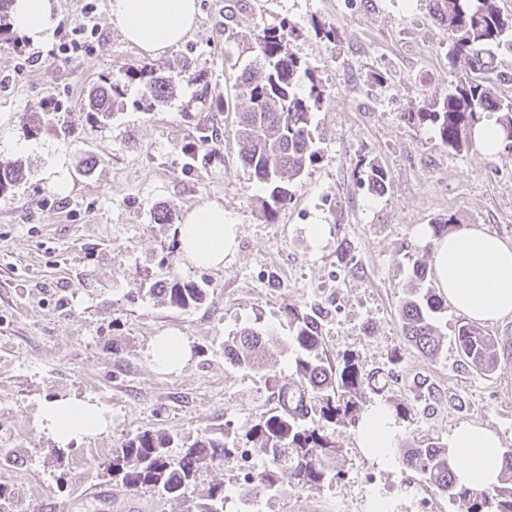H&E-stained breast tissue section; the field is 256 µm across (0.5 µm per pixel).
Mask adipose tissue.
<instances>
[{"mask_svg":"<svg viewBox=\"0 0 512 512\" xmlns=\"http://www.w3.org/2000/svg\"><path fill=\"white\" fill-rule=\"evenodd\" d=\"M198 0H109V17L122 36L152 56L178 45L193 29ZM11 20L31 43L41 44L57 21L56 0H14ZM237 222L223 206L203 203L188 211L180 226V254L187 265L223 264L233 253ZM433 270L440 292L460 313L478 322L512 316V242L480 227L463 225L433 246ZM103 406L71 397L46 401L38 421L59 447L95 436L108 425ZM399 425L383 403L364 408L355 427L357 445L378 464L398 465ZM458 482L473 490L499 485L505 448L491 429L473 423L458 425L446 441Z\"/></svg>","mask_w":512,"mask_h":512,"instance_id":"1","label":"adipose tissue"}]
</instances>
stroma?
Listing matches in <instances>:
<instances>
[{"mask_svg":"<svg viewBox=\"0 0 512 512\" xmlns=\"http://www.w3.org/2000/svg\"><path fill=\"white\" fill-rule=\"evenodd\" d=\"M226 3L200 0L195 28L161 62H194L208 76L210 99L233 97L255 55L225 41V26L246 33L283 18L297 29L294 51L325 88L312 119L318 160L272 221L261 211L265 188L241 165L234 113H214L216 140L186 158L203 118L194 86L156 105L133 89L108 121L87 116L93 84L149 60L111 25L108 0H57L48 44L32 46L17 32L0 41V77L31 53L42 57L28 77L0 85V162H20L24 173L0 195V483L14 491L17 512H187V503L150 491L113 489L103 461L147 429L176 431L186 443L204 430H248L277 403L267 376L292 373L291 307L318 319L328 359L352 354L386 383L383 393L366 391L365 404L407 405L399 443L443 442L457 425L480 423L512 451V358L489 374L463 366L454 343L463 316L448 303L435 317L437 356L402 333L413 267L432 261L433 224L453 216L512 240V150L452 152L433 127L407 118L469 73L462 62L450 67L448 33L429 17L428 0H241L229 20ZM79 22L99 33L91 50L49 58ZM323 22L337 27V44L318 35ZM47 105L73 121L74 139L28 135L31 114ZM371 162L388 174L383 193L365 179ZM204 202L237 218L236 247L223 265L188 267L178 223L155 214ZM314 224L324 227L321 239L309 232ZM421 226L426 236L417 235ZM171 267L205 288L201 305L183 312L152 295ZM258 313L281 340L262 374L224 358L225 342ZM168 335L191 349L171 372L150 355ZM60 397L101 404L111 420L61 460L38 425L42 403ZM338 440L340 480L303 489L282 473V497L255 512H366L376 493L395 512H465L404 466L364 455L353 430Z\"/></svg>","mask_w":512,"mask_h":512,"instance_id":"1","label":"stroma"}]
</instances>
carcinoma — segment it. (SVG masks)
<instances>
[{
	"instance_id": "carcinoma-1",
	"label": "carcinoma",
	"mask_w": 512,
	"mask_h": 512,
	"mask_svg": "<svg viewBox=\"0 0 512 512\" xmlns=\"http://www.w3.org/2000/svg\"><path fill=\"white\" fill-rule=\"evenodd\" d=\"M429 6L431 16L448 31L449 63L465 60L474 76L458 80L443 97L419 107L409 118L431 125L441 145L455 152L472 145L473 127L488 114L495 116L503 138H508L512 135V99L499 95L490 77L494 58L487 50L512 43V14L503 13L499 0H429ZM297 36L295 27L283 19L263 25L252 34L259 66L243 69L234 83L235 97L245 99L246 108L237 110L229 99L208 107L210 112H236L240 161L268 188L265 211L270 217L290 198V185L318 158L313 149L312 116L324 99V90L315 69L291 48ZM181 81L197 86V99L206 104L208 83L202 73L189 65L172 71L144 64L127 68L122 80H100L88 95L87 115L100 121L111 118L132 84L141 87L145 99L161 102ZM43 130L63 140L74 133L73 124L55 112L36 114L28 128L35 136ZM22 176L21 165L0 163V194L13 190ZM366 176L373 190L385 191V169L371 163ZM157 294L163 303L181 311L199 306L205 298L203 288L176 273L160 281ZM442 308L443 298L431 288L421 295L412 291L401 305L406 340L429 355L441 349L434 314ZM287 316L293 331V371L287 378L267 377L277 392V406L243 435L228 429L218 436L210 431L199 433L177 457L169 449L179 446L178 433L141 431L113 449L104 463L112 486L190 501L195 512H224V484L201 488L198 477L214 466L234 463L242 449L264 461L235 491L243 512H252L261 500L277 496L283 471L307 489H320L340 478L337 464L342 448L336 441V428L356 425L369 381L352 357L344 355L334 363L325 356L315 318L296 308L288 309ZM271 342L272 333L258 314L253 324L224 347V357L239 368L261 371ZM455 343L465 366L485 373L496 368L497 342L480 326L458 324ZM401 463L439 495L465 503L467 512H512V452L505 454L501 485L479 493L458 485L443 442L414 440L403 449Z\"/></svg>"
}]
</instances>
